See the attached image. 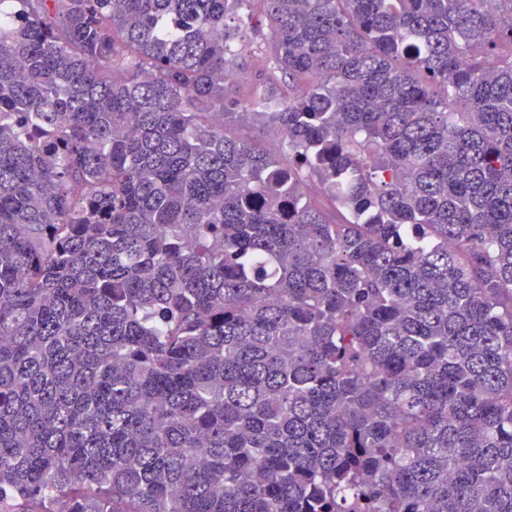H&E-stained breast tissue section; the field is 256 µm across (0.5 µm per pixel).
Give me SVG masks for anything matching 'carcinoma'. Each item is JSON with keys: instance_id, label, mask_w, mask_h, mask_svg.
<instances>
[{"instance_id": "obj_1", "label": "carcinoma", "mask_w": 512, "mask_h": 512, "mask_svg": "<svg viewBox=\"0 0 512 512\" xmlns=\"http://www.w3.org/2000/svg\"><path fill=\"white\" fill-rule=\"evenodd\" d=\"M0 512H512V0H0ZM258 25L267 30L264 17L255 12L252 24L245 30V40L249 44V50L242 53L241 59L238 60V62L242 64L240 72L245 73L247 75V79L241 80V82L237 84L238 87L234 89L233 95L237 98H250L256 87L259 86L255 58L262 54L264 39L262 34L256 29V26ZM228 128L234 134L242 138H261L264 139L271 147L278 142L279 137L274 128L270 124L256 126L250 123H231L227 122Z\"/></svg>"}]
</instances>
